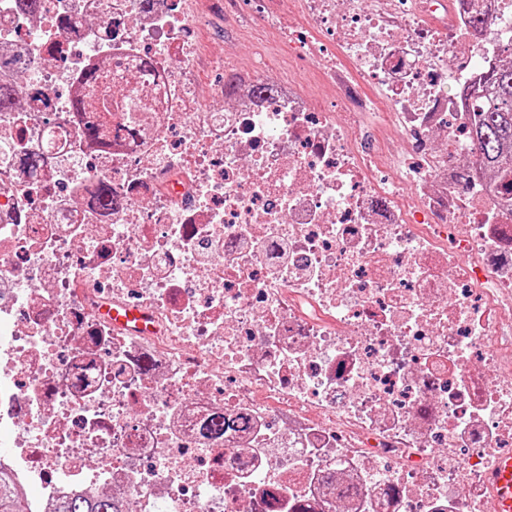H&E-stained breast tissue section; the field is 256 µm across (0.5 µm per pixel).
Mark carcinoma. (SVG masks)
Returning <instances> with one entry per match:
<instances>
[{"label":"carcinoma","mask_w":512,"mask_h":512,"mask_svg":"<svg viewBox=\"0 0 512 512\" xmlns=\"http://www.w3.org/2000/svg\"><path fill=\"white\" fill-rule=\"evenodd\" d=\"M471 103L476 165L498 176L494 191L512 204V66L491 67L478 84L461 90ZM0 512H27L26 490L0 465ZM55 512H124L119 499L73 495L57 501Z\"/></svg>","instance_id":"obj_1"}]
</instances>
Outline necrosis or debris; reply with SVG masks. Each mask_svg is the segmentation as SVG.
<instances>
[{
    "label": "necrosis or debris",
    "mask_w": 512,
    "mask_h": 512,
    "mask_svg": "<svg viewBox=\"0 0 512 512\" xmlns=\"http://www.w3.org/2000/svg\"><path fill=\"white\" fill-rule=\"evenodd\" d=\"M479 6L490 34L460 52L468 0H0V461L29 512L91 491L131 512H494L512 209L468 165L455 90L512 51V0ZM235 14L286 30L326 94L273 81L263 46L245 67L201 50L195 28ZM107 90L128 109L93 143ZM216 415L244 423L203 439ZM97 311L117 327L127 328L133 325L141 329L146 326L147 320L144 317V312L133 305L102 301L99 303Z\"/></svg>",
    "instance_id": "necrosis-or-debris-1"
}]
</instances>
